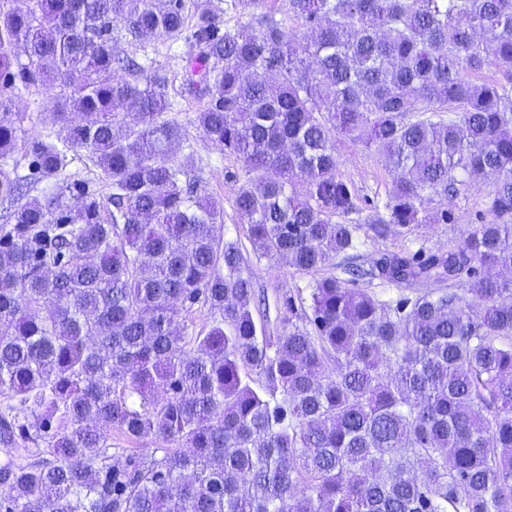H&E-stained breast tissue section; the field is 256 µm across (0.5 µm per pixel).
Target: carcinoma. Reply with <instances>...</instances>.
<instances>
[{"instance_id":"carcinoma-1","label":"carcinoma","mask_w":512,"mask_h":512,"mask_svg":"<svg viewBox=\"0 0 512 512\" xmlns=\"http://www.w3.org/2000/svg\"><path fill=\"white\" fill-rule=\"evenodd\" d=\"M254 2L227 29L213 0H0L1 163L18 138L5 95L59 89L57 141L29 147L46 189L0 171V512H512V0ZM118 24L130 44L196 48L195 122L241 163L256 258L316 272L356 248L334 221L357 208L338 135L397 172L376 236L448 222L422 200L479 174L497 178L490 220L425 258L352 256L270 319ZM491 66L508 72L479 79ZM74 149L108 183L106 216L60 178ZM376 278L423 290L356 287ZM196 305L208 329H177ZM112 429L156 447L119 459ZM21 439L52 457L16 462ZM358 288L367 289L369 292L372 291L376 293L380 298L384 300H395L400 296H412L414 295L415 289L419 288L418 286H396L392 284H388L381 280H374L372 283H363L358 286Z\"/></svg>"}]
</instances>
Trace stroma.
I'll return each instance as SVG.
<instances>
[{
    "mask_svg": "<svg viewBox=\"0 0 512 512\" xmlns=\"http://www.w3.org/2000/svg\"><path fill=\"white\" fill-rule=\"evenodd\" d=\"M118 49L130 55L151 59L154 71L166 76V92L176 104L173 116L181 124L186 136L185 142L174 146L173 154L182 156L186 146H193L197 159L195 168L189 174L190 179L197 183L201 194L219 198L223 202V238H244L247 223L237 213L234 204L235 178L241 175V166L234 157L221 154L200 133L194 122L200 102L191 98L183 86L181 67L191 50L189 43L151 37L136 44L119 42ZM48 97L49 91L43 86L9 95L7 106L18 127V141L17 148L6 166L7 172L27 174L29 159L25 155L26 144L37 139L57 137L59 125L50 110ZM336 153L338 174L354 184L360 197L358 210L343 216L342 221L358 225L360 251L365 257L376 258L383 252L399 250L404 244L411 251L427 255L435 252L448 240L461 239L466 229L483 223L486 219L484 202L494 189L496 180L490 175H480L474 177L469 186L462 188L456 197L444 201L434 196L423 201L422 206L426 210H447L450 216L448 223L425 224L406 234L396 228L387 239H375L369 229L370 221L376 206L383 204L391 193L397 175L385 165L374 149L364 144L340 138L336 141ZM245 260L246 269L252 275L257 288L263 289L272 300L279 295L304 289L310 281L309 275L297 271L282 259L259 260L249 251L245 254Z\"/></svg>",
    "mask_w": 512,
    "mask_h": 512,
    "instance_id": "stroma-1",
    "label": "stroma"
}]
</instances>
